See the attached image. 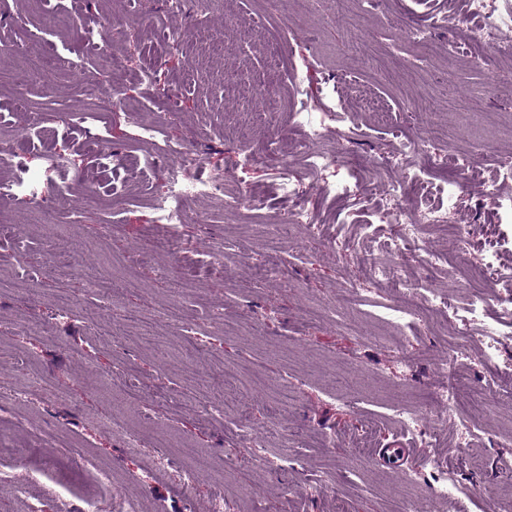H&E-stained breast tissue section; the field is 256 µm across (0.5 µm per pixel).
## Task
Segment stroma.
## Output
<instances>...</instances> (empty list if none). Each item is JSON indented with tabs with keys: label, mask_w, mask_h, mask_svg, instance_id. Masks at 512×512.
<instances>
[{
	"label": "stroma",
	"mask_w": 512,
	"mask_h": 512,
	"mask_svg": "<svg viewBox=\"0 0 512 512\" xmlns=\"http://www.w3.org/2000/svg\"><path fill=\"white\" fill-rule=\"evenodd\" d=\"M441 15L448 24L431 34L434 53L420 55L411 30ZM472 24L465 0H190L184 14L166 0H0V512H72L103 465L129 498L159 512H207L220 493L229 507L246 500L253 512H396L408 501L457 512L438 500L425 459L475 488L468 512L512 495V400L499 368L473 354L449 365L462 340L454 310L401 335L385 323L390 298L342 224L347 201L318 191L335 174L310 172L308 160L345 153L378 197L402 179L378 159L405 138L436 152V129L466 167L430 170L433 181L512 196V182L494 179L499 159L512 157V59L473 45ZM105 29L110 44L92 46ZM261 41L286 52L271 61ZM259 75L270 97L251 93ZM302 105L324 122L322 138L309 140L298 123ZM298 143L292 163L311 188L316 227L258 236L255 225L294 199L278 188L279 168L239 162ZM167 147L200 155L224 176L223 192L183 202L185 222L173 228L155 208L171 190L162 175L112 172L113 152L142 160ZM52 158L55 198L40 209L30 192ZM252 195L258 205L235 207ZM449 222L472 240L470 252H457L447 227L430 226L424 238L443 263L412 269L411 279L459 304L481 282L486 238L512 257V225L496 223L470 195ZM171 235L191 248L173 253ZM259 264L270 269L266 279L255 277ZM94 273L116 275L110 301L87 288ZM64 295L76 305L66 325L55 313ZM173 297L179 326L157 325L171 352L164 360L141 346L125 316L157 324ZM31 369L46 386H26ZM225 374L238 394L223 416L206 417L197 402ZM455 379V418L476 413V396L489 402L476 413L472 453L436 401ZM284 385L293 394L285 409L276 402ZM399 404L423 407L428 438L411 439L414 451L395 471L379 450L407 437ZM160 429L214 461L190 493L177 479L184 458L153 465ZM251 438L265 443L260 460L249 457ZM19 448L32 469L55 458L66 486L26 482ZM326 454L336 458L331 477Z\"/></svg>",
	"instance_id": "stroma-1"
}]
</instances>
